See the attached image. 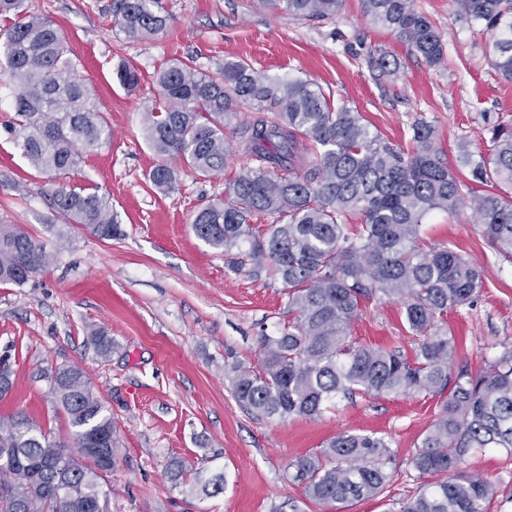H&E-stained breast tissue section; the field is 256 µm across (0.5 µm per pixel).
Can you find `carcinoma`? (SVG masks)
Masks as SVG:
<instances>
[{
  "instance_id": "cac0c4a2",
  "label": "carcinoma",
  "mask_w": 512,
  "mask_h": 512,
  "mask_svg": "<svg viewBox=\"0 0 512 512\" xmlns=\"http://www.w3.org/2000/svg\"><path fill=\"white\" fill-rule=\"evenodd\" d=\"M343 0H256L299 20H332ZM366 16L394 31L411 52L432 67L444 57L441 36L414 0H361ZM457 15L493 39L490 65L512 81V0H453ZM0 14L17 21L0 40V72L14 87L15 119L4 131L38 171L49 176L75 169L81 152L107 143L109 124L91 86L66 57L58 28L29 12L26 0H0ZM112 18L132 38L163 32L170 16L159 0H112ZM379 76L394 79L400 63L369 57ZM133 89L130 64L117 70ZM162 103L145 107L146 137L161 158L149 179L162 193L173 191L177 157L206 177L224 168V130L233 129L254 166L224 187V195L196 213L192 228L208 245L224 249L229 269L266 274L285 288L288 319L260 338L261 369L229 366L236 400L257 417L316 418L339 397L434 396L448 393L409 464L421 475H447L402 503L399 512H484L497 486L462 468L481 448L512 453V350L481 371L452 375L458 340L448 331V311L471 305L483 272L470 258L422 236L428 214L472 211L486 239L512 260V197L463 188L434 142V128L421 118L412 125V151L372 132L360 113L336 107L310 80L270 77L243 61L229 60L211 72L176 61L155 75ZM243 112L253 116L236 123ZM493 154L460 160L472 180L512 185V127L491 128ZM51 204L63 236L79 225L100 238L120 234L108 199L84 189H55ZM358 214L360 224H348ZM272 218L262 226L254 220ZM48 263L44 246L19 224L0 223V284L23 285ZM397 299L418 338L400 349L356 346L350 327L362 304ZM100 354L112 341L90 329ZM68 420L71 439L61 440L19 411L0 418V512H111L112 487L90 442L118 448L111 415L86 372L62 364L43 372ZM393 453L382 436L342 432L320 451L288 462L289 482L305 497L331 507L374 496L391 478ZM179 462L173 480L206 495L224 488V474L196 471L184 481Z\"/></svg>"
}]
</instances>
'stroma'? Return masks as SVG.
Wrapping results in <instances>:
<instances>
[{
    "label": "stroma",
    "instance_id": "35a3bbf8",
    "mask_svg": "<svg viewBox=\"0 0 512 512\" xmlns=\"http://www.w3.org/2000/svg\"><path fill=\"white\" fill-rule=\"evenodd\" d=\"M27 3L30 12L54 20L112 138L84 153L67 175L37 171L4 130L14 118L13 90L0 75V222L23 225L50 256L45 271L26 284L0 285V358L12 369L0 418L22 411L68 438V421L40 373L61 364L81 367L116 427L112 512H277L291 501L301 512H328L288 482V462L340 432H374L391 444L392 477L383 492L344 512H396L426 482L408 460L442 396L341 398L311 420L259 419L241 407L226 366H259L261 334L275 333L284 319L283 284L231 271L223 251L197 238L191 225L249 159L236 134L226 131L223 172L200 177L180 170L175 190L161 194L149 179L159 158L146 140L143 112L158 97L154 74L170 62L208 71L241 60L261 74L315 82L335 105L358 110L372 132L403 147L413 123L425 119L435 128L443 161L465 182L470 169L459 161L460 144L472 156H489L491 126L512 125V82L490 66L488 35L460 19L452 0H415L443 38L444 63L431 67L364 16L361 0H344L336 18L324 21L263 10L254 0H161L169 27L147 39L128 37L114 25L112 0ZM372 51L398 60L395 80L378 78L369 67ZM123 61L139 73L135 90L116 78ZM55 188H91L106 196L120 236L103 239L78 226L70 240H58L52 226L59 217L46 197ZM423 235L484 270L474 304L448 313V327L459 338L453 370L478 372L512 350V261L486 241L468 210L431 212ZM92 328L111 338L110 358L88 342ZM352 339L406 351L416 344L401 304L387 299L365 303ZM176 460L188 470L223 473V493L208 497L174 486L169 465ZM464 467L500 487L485 512H512V455L478 449Z\"/></svg>",
    "mask_w": 512,
    "mask_h": 512
}]
</instances>
